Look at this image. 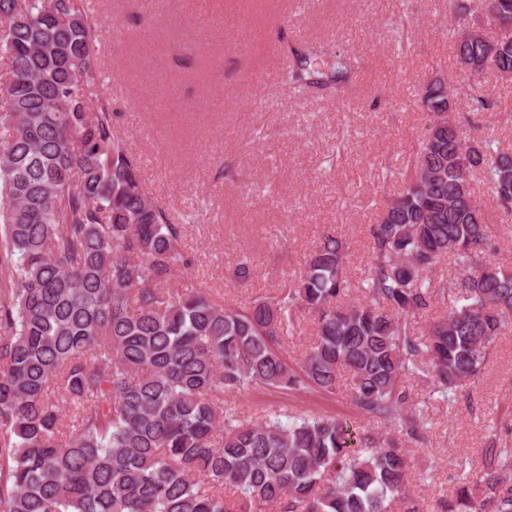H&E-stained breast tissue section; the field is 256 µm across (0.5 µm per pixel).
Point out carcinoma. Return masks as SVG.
<instances>
[{"instance_id":"carcinoma-1","label":"carcinoma","mask_w":512,"mask_h":512,"mask_svg":"<svg viewBox=\"0 0 512 512\" xmlns=\"http://www.w3.org/2000/svg\"><path fill=\"white\" fill-rule=\"evenodd\" d=\"M512 27V0H484ZM0 512H420L406 447L431 421L413 399L431 385L448 409L512 331V270L484 261L496 242L471 178L512 217V153L467 144L448 87H425L427 129L404 189L370 227L362 297L345 243L328 233L279 295L226 308L174 273L192 266L184 225L142 188L140 169L101 105L86 0H0ZM459 63L512 65V35L452 30ZM294 52L287 80L338 88ZM443 257L452 278L430 277ZM445 315L418 336L437 299ZM314 315L300 361L281 351L294 307ZM349 375L354 405L389 425L351 440L346 422L243 419L224 393L250 387L333 392ZM72 425H64V419ZM480 481L463 474L434 512H512V447L492 439Z\"/></svg>"}]
</instances>
